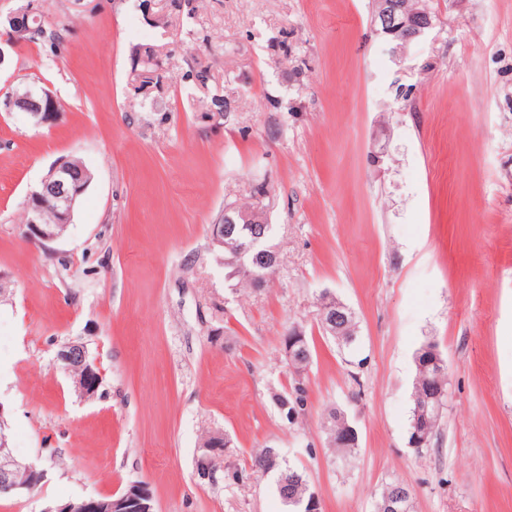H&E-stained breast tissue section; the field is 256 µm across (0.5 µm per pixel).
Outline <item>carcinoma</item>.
<instances>
[{"label": "carcinoma", "instance_id": "obj_1", "mask_svg": "<svg viewBox=\"0 0 512 512\" xmlns=\"http://www.w3.org/2000/svg\"><path fill=\"white\" fill-rule=\"evenodd\" d=\"M265 208L263 200L258 198L252 206L248 207V210L259 214L260 222L256 223V226L265 229V238L268 246L271 247L273 246V225L267 222ZM254 236L253 225H236L234 240L244 248V256L242 263L237 266L224 267V281L230 288L235 287L236 283L243 280L255 287H261L269 281L267 274L270 271V265L267 254L262 251V248L251 246ZM320 329L325 335L334 339L341 348L350 350L358 340V322L355 313L351 310L341 309V315L334 320L329 319L326 315L320 316ZM292 336L296 337L293 347V367L298 370L306 367L307 360L312 358L313 346L306 333L299 328H292ZM415 363L417 375L411 395L409 437H414L415 433L423 426L429 428L431 436L434 437L441 423L447 400L436 402L435 393L430 390V383L436 381L439 370L428 365V357L423 350L420 349L416 352ZM277 401L281 414L291 422L305 410L307 391L303 386L297 384L291 392L279 396ZM346 424L347 419L343 413L335 408L329 410L324 429L329 441L337 448L340 447L338 432ZM271 472L277 474L276 488L286 506L289 507V512H305L310 494L307 480L303 472L288 465L279 451L272 446L256 454L252 458L249 469L233 472L231 479L239 482ZM411 494L410 487L403 482L395 481L387 484L377 504V512H382L387 498L396 495L409 498Z\"/></svg>", "mask_w": 512, "mask_h": 512}]
</instances>
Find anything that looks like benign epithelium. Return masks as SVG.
Instances as JSON below:
<instances>
[{"instance_id":"7a95c632","label":"benign epithelium","mask_w":512,"mask_h":512,"mask_svg":"<svg viewBox=\"0 0 512 512\" xmlns=\"http://www.w3.org/2000/svg\"><path fill=\"white\" fill-rule=\"evenodd\" d=\"M380 2L378 17L371 20L372 31L388 44L392 57L399 58L408 45L430 31L432 20L425 15L414 23L408 15L399 11L394 0ZM37 13L38 7L31 0L5 18H0V68L6 63V51L16 50L31 42L35 31L31 20ZM406 29L410 31L407 42L401 44L392 38L394 33ZM3 106L7 112L25 113L37 126L54 124L61 114V103L57 96L49 88L39 85H26L12 90L4 98ZM89 184L90 180L76 177L74 159L67 157L56 162L27 194L24 236L40 244L59 239L62 236L61 229L72 223L79 199ZM47 210L54 214V222L51 224L43 222ZM210 238L215 246L227 250L224 263L235 265L240 262L242 254L232 246L231 233L224 227V222L211 225ZM56 360L66 369L79 372L75 387L84 395H92L98 390L100 373L89 361L88 351L83 344L71 342L62 345L56 352ZM224 444L223 432L212 433L202 443L201 454L196 461L198 465H207L206 480L212 483L216 482L217 473L224 469ZM22 469L35 480L43 477V471L34 464L23 463L16 458L5 436L0 434V492L5 491L17 497L25 491V486L14 480L16 472ZM42 512H155V506L148 488L133 483L118 495L87 497L67 501L56 507L49 505Z\"/></svg>"}]
</instances>
